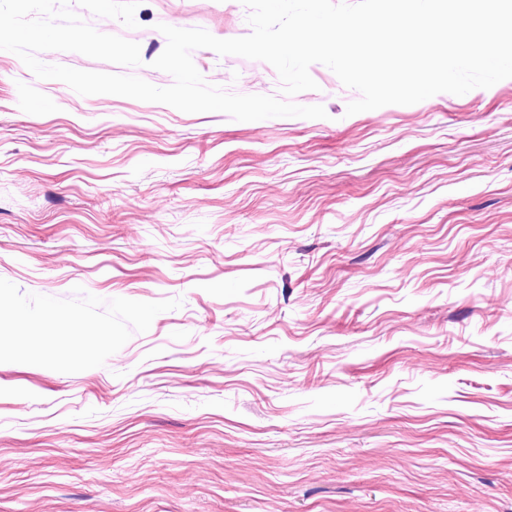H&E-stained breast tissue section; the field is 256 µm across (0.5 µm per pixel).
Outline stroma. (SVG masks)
<instances>
[{
    "instance_id": "obj_1",
    "label": "stroma",
    "mask_w": 512,
    "mask_h": 512,
    "mask_svg": "<svg viewBox=\"0 0 512 512\" xmlns=\"http://www.w3.org/2000/svg\"><path fill=\"white\" fill-rule=\"evenodd\" d=\"M135 41L240 0H73ZM205 80L276 70L201 48ZM323 119L82 96L0 50V278L181 298L103 366L0 364V512H512V78Z\"/></svg>"
}]
</instances>
